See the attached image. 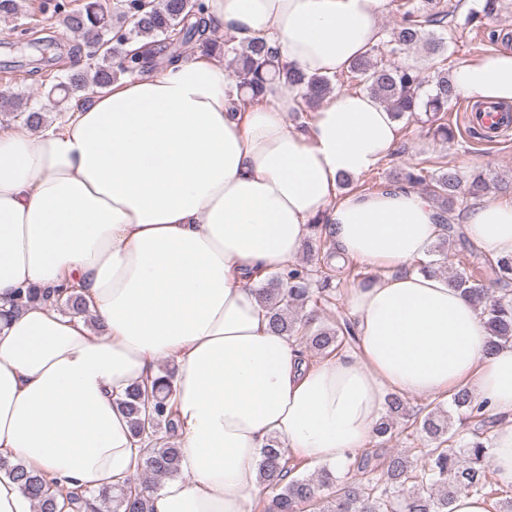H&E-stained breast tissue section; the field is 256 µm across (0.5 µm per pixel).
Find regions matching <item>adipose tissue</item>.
Returning a JSON list of instances; mask_svg holds the SVG:
<instances>
[{"instance_id": "obj_1", "label": "adipose tissue", "mask_w": 512, "mask_h": 512, "mask_svg": "<svg viewBox=\"0 0 512 512\" xmlns=\"http://www.w3.org/2000/svg\"><path fill=\"white\" fill-rule=\"evenodd\" d=\"M236 40L266 38L280 62L332 77L380 43L388 0H206ZM459 96L512 104V53L454 74ZM224 60L199 55L112 84L41 133L0 129V310L17 290L82 293L90 318L34 302L0 321V456L95 492L131 474L137 445L117 400L174 361L179 467L154 512H254L262 448L285 439L345 464L388 393L469 389L498 423L488 437L512 483V343L487 352L476 307L412 270L441 212L410 188L337 196L398 139L369 94L337 92L308 132L278 83L258 103L228 92ZM340 257L387 269L351 289L355 352L311 363L270 329L256 286L292 265L313 220ZM465 233L512 256V194L472 207Z\"/></svg>"}]
</instances>
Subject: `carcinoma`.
Returning a JSON list of instances; mask_svg holds the SVG:
<instances>
[{"mask_svg": "<svg viewBox=\"0 0 512 512\" xmlns=\"http://www.w3.org/2000/svg\"><path fill=\"white\" fill-rule=\"evenodd\" d=\"M501 0H481L480 9H472L466 23L482 22L495 14ZM205 0H151L142 7L137 0H112L107 7L101 0H86L82 8L67 14L70 30L82 37L83 44L72 52L74 68L54 76L51 91L60 101L86 102L89 95L102 91L122 76H140L148 71L146 63L162 56V67L183 58V45L195 39L234 64L231 90L254 102L260 99L269 81L282 82L298 93V112H314L338 84H354L377 99L395 120L422 112L433 126V134L451 142L453 131L439 122L458 99L448 69L437 66L428 72L422 68L391 61L423 44L432 54L444 52L442 38L434 28L448 24L450 11L439 0H406L398 6L399 20L366 55L353 61L347 71L335 79L309 76L301 70L277 61L274 49L263 38L236 45L233 38L220 43L210 38L204 15ZM143 46L131 54L128 46ZM85 60L79 64V60ZM12 118H19L31 129L42 126L41 111L27 106L18 97L3 101ZM396 179L408 187L426 186L441 213L448 215L442 225L434 252L438 259L418 264L423 273L438 275L441 261L457 245L468 243L456 223L454 204L461 196L479 198L491 188L507 192L506 182L490 184L486 175L474 171L465 176L453 168L433 172L424 166L402 168ZM311 251L335 256V243L327 225H313V234L305 241ZM473 255L471 270H459L448 276V285L460 290L480 311L488 336L487 352L512 341V256L501 257L485 266ZM336 292L332 275L322 267L294 264L283 273L269 277L258 287L272 330L288 337L302 350L331 355L345 343L357 342L354 325L314 326L316 310L331 302ZM56 303L73 315L87 313L86 302L75 289L57 291ZM174 372L162 371L134 384L118 399L128 418L133 437L147 444V457L139 471L118 485L97 493L72 491L63 496L49 474L34 470L20 461L0 458V473L12 478L34 503L37 512H153L152 495L163 478L179 474L180 448L171 440L176 432L173 409ZM410 422L426 449L423 464L413 463L404 453L383 454L366 451L353 458L354 475L342 480L323 467L306 476L292 475L290 457L284 441L269 440L258 463L259 480L269 492L262 501L263 512H451L460 493L482 497L495 512H512V496L503 493L490 470V452L485 445V428L494 423L493 414L475 403L471 392L460 388L448 402L430 403L416 410L408 408L406 398L390 394L385 412L375 428V437L385 443L397 432L398 419Z\"/></svg>", "mask_w": 512, "mask_h": 512, "instance_id": "obj_1", "label": "carcinoma"}]
</instances>
